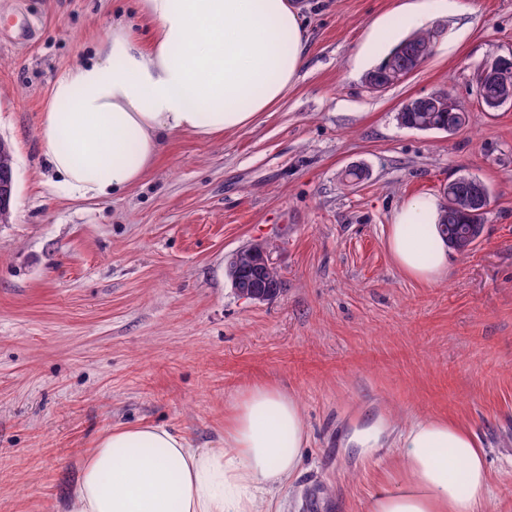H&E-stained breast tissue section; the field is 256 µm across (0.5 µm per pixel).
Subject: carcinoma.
Listing matches in <instances>:
<instances>
[{
  "label": "carcinoma",
  "mask_w": 512,
  "mask_h": 512,
  "mask_svg": "<svg viewBox=\"0 0 512 512\" xmlns=\"http://www.w3.org/2000/svg\"><path fill=\"white\" fill-rule=\"evenodd\" d=\"M431 37V29H421L402 40L400 45L408 53L415 50V46L428 43ZM407 60H409L407 54L400 56L393 51L383 64L370 69L367 76L378 83H384L389 79L390 73ZM401 118L402 126L406 128L422 131L444 130L450 133L463 130L469 122L468 110L459 100L456 101V108L452 112L439 111L435 108L434 103L429 101L425 104L423 111L405 112ZM477 188L482 189L484 193L482 211L478 213L464 212L455 208L456 197ZM490 203L489 190L479 178L463 175L448 182V197H446V204L442 207L438 222L440 234L448 243V249L460 255H467L473 250L476 239L482 233Z\"/></svg>",
  "instance_id": "carcinoma-1"
}]
</instances>
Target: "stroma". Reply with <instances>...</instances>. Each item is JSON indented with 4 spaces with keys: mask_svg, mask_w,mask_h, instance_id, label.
<instances>
[{
    "mask_svg": "<svg viewBox=\"0 0 512 512\" xmlns=\"http://www.w3.org/2000/svg\"><path fill=\"white\" fill-rule=\"evenodd\" d=\"M308 59L286 97L249 127L184 133L116 197L45 186L38 131L50 88L90 58L114 17L147 31L136 0H25L30 44L0 46V139L16 190L0 224V512H68L81 462L115 426L174 427L224 445V412L256 383L299 402L310 444L285 512H366L397 475L402 428L449 418L484 448L491 512H512V107L486 110L483 65L512 55V0H296ZM440 31L432 57L382 92L365 75L410 33L402 6ZM447 90L469 128L419 131L407 99ZM358 166L363 180L346 171ZM491 192L483 235L448 255L434 285L387 248L407 199L448 181ZM268 240L285 281L273 300L233 291L227 267ZM378 448L352 443L378 418Z\"/></svg>",
    "mask_w": 512,
    "mask_h": 512,
    "instance_id": "stroma-1",
    "label": "stroma"
}]
</instances>
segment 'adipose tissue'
<instances>
[{"label":"adipose tissue","mask_w":512,"mask_h":512,"mask_svg":"<svg viewBox=\"0 0 512 512\" xmlns=\"http://www.w3.org/2000/svg\"><path fill=\"white\" fill-rule=\"evenodd\" d=\"M152 30L141 40L113 21L93 59L54 81L39 136L52 190L107 198L137 184L166 141L209 139L253 124L305 65L307 35L293 0H138ZM440 205L405 201L388 249L428 284L448 270ZM309 432L297 399L258 384L224 415V448L194 447L153 423L104 432L84 458L71 512H260L301 467ZM398 479L381 483L367 512H488L486 453L453 420L428 418L398 442Z\"/></svg>","instance_id":"adipose-tissue-1"}]
</instances>
